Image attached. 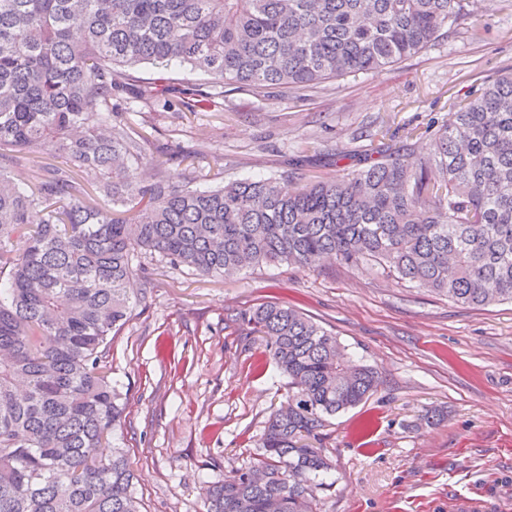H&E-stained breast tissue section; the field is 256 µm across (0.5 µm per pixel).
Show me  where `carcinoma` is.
<instances>
[{
    "instance_id": "obj_1",
    "label": "carcinoma",
    "mask_w": 512,
    "mask_h": 512,
    "mask_svg": "<svg viewBox=\"0 0 512 512\" xmlns=\"http://www.w3.org/2000/svg\"><path fill=\"white\" fill-rule=\"evenodd\" d=\"M469 15L470 0H0V512H141L126 451L99 453L123 413L110 345L139 251L213 277L372 261L457 305L512 303V73L484 81L430 142L409 135L296 188L169 183L112 104L224 111L196 83L143 81L142 64L312 90L418 55ZM22 165L25 188L9 176ZM87 183L106 206L86 203ZM242 319L267 338L288 400L257 453L203 487L207 512H317L330 464L306 440L368 399L378 372L344 363L336 337L288 305Z\"/></svg>"
}]
</instances>
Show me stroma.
I'll return each mask as SVG.
<instances>
[{"mask_svg":"<svg viewBox=\"0 0 512 512\" xmlns=\"http://www.w3.org/2000/svg\"><path fill=\"white\" fill-rule=\"evenodd\" d=\"M483 38L462 23L434 46L381 71L330 80L303 97L224 88V109L139 112L117 100L157 143L158 173L183 183L181 157L224 156L225 180L298 184L337 171V156L422 134L451 102L512 71V7L486 17ZM137 303L112 341V383L126 409L114 434L129 449L143 512H205L203 486L253 450L286 378L265 337L235 315L264 302L300 309L373 366L376 392L331 417L332 464L322 512H448L461 497L512 512V304L464 307L383 274L372 263L318 268L268 264L211 277L147 259Z\"/></svg>","mask_w":512,"mask_h":512,"instance_id":"1","label":"stroma"}]
</instances>
